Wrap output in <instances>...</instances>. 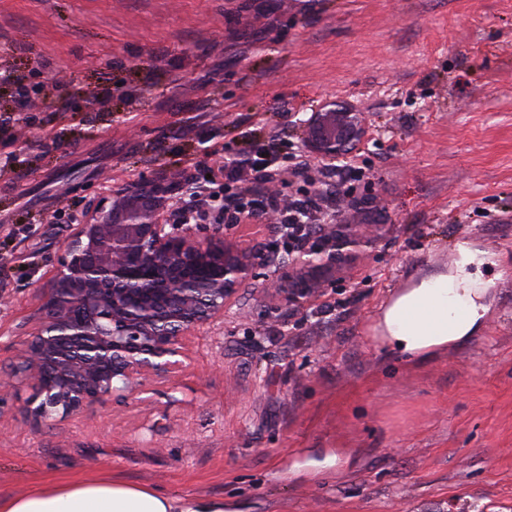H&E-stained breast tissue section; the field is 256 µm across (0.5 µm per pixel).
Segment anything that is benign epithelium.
<instances>
[{
    "label": "benign epithelium",
    "instance_id": "1",
    "mask_svg": "<svg viewBox=\"0 0 512 512\" xmlns=\"http://www.w3.org/2000/svg\"><path fill=\"white\" fill-rule=\"evenodd\" d=\"M301 151L324 166H349L367 144L366 114L351 101L328 98L301 120ZM193 174L178 179L162 170L122 185H107L70 214L74 231L41 303L27 323L17 362L0 377L4 393L20 384L37 394L29 422H62L109 399L143 402L152 377L182 367L186 339L224 321L238 290L259 284L269 297L267 318L288 308L299 314L324 279L380 238L339 214L303 240L261 248L214 233L200 235L176 220V193H187ZM186 265L211 271L199 287L174 277Z\"/></svg>",
    "mask_w": 512,
    "mask_h": 512
}]
</instances>
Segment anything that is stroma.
Here are the masks:
<instances>
[{"label": "stroma", "mask_w": 512, "mask_h": 512, "mask_svg": "<svg viewBox=\"0 0 512 512\" xmlns=\"http://www.w3.org/2000/svg\"><path fill=\"white\" fill-rule=\"evenodd\" d=\"M8 79L47 98L26 163L0 170V369L84 197L257 143L293 166L322 99L367 114L356 164L386 236L303 314L264 321L241 288L148 402L36 428L32 389L8 395L0 494L84 475L228 512H512V0H0L4 139ZM71 92L95 110L50 108ZM462 241L497 260L484 331L422 365L385 356L384 302Z\"/></svg>", "instance_id": "obj_1"}]
</instances>
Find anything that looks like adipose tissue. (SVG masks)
<instances>
[{"label": "adipose tissue", "mask_w": 512, "mask_h": 512, "mask_svg": "<svg viewBox=\"0 0 512 512\" xmlns=\"http://www.w3.org/2000/svg\"><path fill=\"white\" fill-rule=\"evenodd\" d=\"M487 251L460 243L450 271L417 275L381 309L373 327L384 350L425 362L468 345L486 326L492 301L482 279ZM0 512H224L223 501L186 500L156 488L73 476L46 488L0 495Z\"/></svg>", "instance_id": "ef3b65f1"}]
</instances>
